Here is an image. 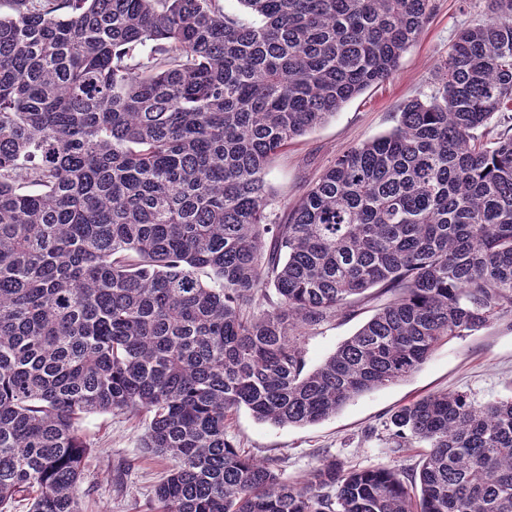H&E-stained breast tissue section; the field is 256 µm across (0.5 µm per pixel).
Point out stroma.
<instances>
[{"label":"stroma","instance_id":"obj_1","mask_svg":"<svg viewBox=\"0 0 512 512\" xmlns=\"http://www.w3.org/2000/svg\"><path fill=\"white\" fill-rule=\"evenodd\" d=\"M422 34L403 54L396 73L348 101L336 115L289 144L267 176L273 217H281L337 155L389 132L402 106L425 99L437 87V66L459 32L484 10V0H434ZM358 305L354 316L336 317L304 337L307 369H314L373 314ZM463 391L478 403L512 396V313L440 345L408 378L352 399L336 415L306 426L280 427L256 421L247 409L226 423L227 437L256 460L272 463L284 478L303 479L322 460L367 469H413L415 448L395 450L389 418L423 396ZM147 422L130 412L90 415L84 430L94 448L80 484L83 512H145L168 462L142 446Z\"/></svg>","mask_w":512,"mask_h":512}]
</instances>
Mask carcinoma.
Here are the masks:
<instances>
[{
  "label": "carcinoma",
  "instance_id": "obj_1",
  "mask_svg": "<svg viewBox=\"0 0 512 512\" xmlns=\"http://www.w3.org/2000/svg\"><path fill=\"white\" fill-rule=\"evenodd\" d=\"M7 2L0 512H82L81 422L112 411L169 461L149 512H512V396L394 412L412 473L290 481L225 437L241 407L317 423L512 311V0L278 220L274 159L389 79L433 0ZM383 297L306 370L300 338Z\"/></svg>",
  "mask_w": 512,
  "mask_h": 512
}]
</instances>
